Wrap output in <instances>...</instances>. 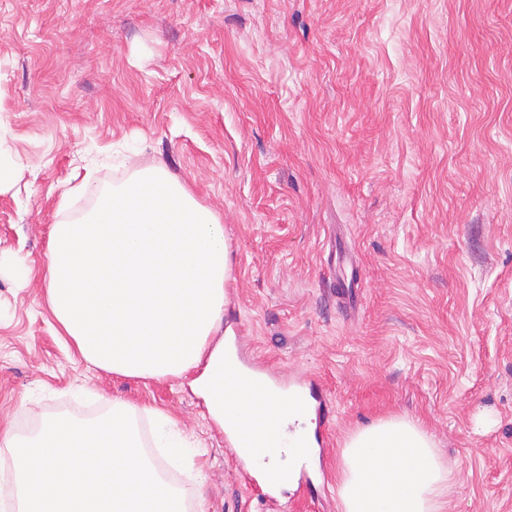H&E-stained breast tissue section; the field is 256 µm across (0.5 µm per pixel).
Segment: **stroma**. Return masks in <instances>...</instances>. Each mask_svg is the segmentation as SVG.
Here are the masks:
<instances>
[{
    "mask_svg": "<svg viewBox=\"0 0 512 512\" xmlns=\"http://www.w3.org/2000/svg\"><path fill=\"white\" fill-rule=\"evenodd\" d=\"M160 165L232 240L224 324L333 402L331 475L283 512H339L341 448L409 416L459 483L447 512H512V0H0V430L159 407L207 512L251 496L187 379L95 368L45 304L75 174ZM351 251L357 304L328 264Z\"/></svg>",
    "mask_w": 512,
    "mask_h": 512,
    "instance_id": "stroma-1",
    "label": "stroma"
}]
</instances>
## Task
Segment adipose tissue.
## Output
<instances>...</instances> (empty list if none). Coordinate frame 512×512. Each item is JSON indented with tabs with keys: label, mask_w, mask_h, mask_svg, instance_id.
<instances>
[{
	"label": "adipose tissue",
	"mask_w": 512,
	"mask_h": 512,
	"mask_svg": "<svg viewBox=\"0 0 512 512\" xmlns=\"http://www.w3.org/2000/svg\"><path fill=\"white\" fill-rule=\"evenodd\" d=\"M80 221L52 225L45 297L60 335L97 368L128 378L189 377L216 424L237 397L219 332L230 277L224 226L161 166L133 169ZM312 416L285 421L264 446L289 471ZM456 476L408 416L351 433L341 450L340 512H446Z\"/></svg>",
	"instance_id": "adipose-tissue-1"
}]
</instances>
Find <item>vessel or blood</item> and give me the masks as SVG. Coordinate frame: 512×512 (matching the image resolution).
I'll return each mask as SVG.
<instances>
[{
  "instance_id": "1",
  "label": "vessel or blood",
  "mask_w": 512,
  "mask_h": 512,
  "mask_svg": "<svg viewBox=\"0 0 512 512\" xmlns=\"http://www.w3.org/2000/svg\"><path fill=\"white\" fill-rule=\"evenodd\" d=\"M224 343L236 353L237 368L230 379L241 386L237 400L224 408L226 428L230 433L226 445L233 459L244 469L248 482L261 490L267 503H279L282 483L286 480L290 481L295 493L309 495L314 485L311 464L323 460L327 451L325 438H302L295 442L289 453L301 459L302 465L291 470L288 477H281L277 466L260 464L261 445L274 431L281 411L276 406L255 402L252 395L268 390L271 375L258 369L245 356L241 337H225ZM284 386L289 390L287 403L318 416L329 415L326 395L320 387L307 386L305 374H295L293 379L285 381Z\"/></svg>"
}]
</instances>
